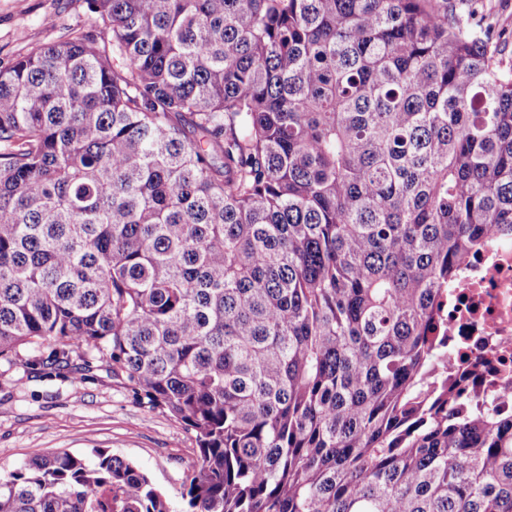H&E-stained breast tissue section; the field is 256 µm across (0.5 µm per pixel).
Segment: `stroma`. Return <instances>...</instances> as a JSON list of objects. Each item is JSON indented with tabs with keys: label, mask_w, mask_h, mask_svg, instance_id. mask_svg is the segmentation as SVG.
<instances>
[{
	"label": "stroma",
	"mask_w": 512,
	"mask_h": 512,
	"mask_svg": "<svg viewBox=\"0 0 512 512\" xmlns=\"http://www.w3.org/2000/svg\"><path fill=\"white\" fill-rule=\"evenodd\" d=\"M94 21L85 0H0V67ZM0 448L8 451L0 465L7 471L51 451L88 458L108 450L132 461L174 508L198 456L191 432L141 404L103 366L76 379L1 363Z\"/></svg>",
	"instance_id": "obj_1"
}]
</instances>
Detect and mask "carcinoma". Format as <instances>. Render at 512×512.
Instances as JSON below:
<instances>
[{
	"mask_svg": "<svg viewBox=\"0 0 512 512\" xmlns=\"http://www.w3.org/2000/svg\"><path fill=\"white\" fill-rule=\"evenodd\" d=\"M0 67V361L99 362L193 433L181 512H512V418L437 335L512 243L506 33L448 0H86ZM48 452L0 512H173Z\"/></svg>",
	"mask_w": 512,
	"mask_h": 512,
	"instance_id": "obj_1",
	"label": "carcinoma"
}]
</instances>
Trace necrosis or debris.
<instances>
[{"label":"necrosis or debris","mask_w":512,"mask_h":512,"mask_svg":"<svg viewBox=\"0 0 512 512\" xmlns=\"http://www.w3.org/2000/svg\"><path fill=\"white\" fill-rule=\"evenodd\" d=\"M448 378L469 403L512 414V246L469 258L448 299Z\"/></svg>","instance_id":"obj_1"}]
</instances>
